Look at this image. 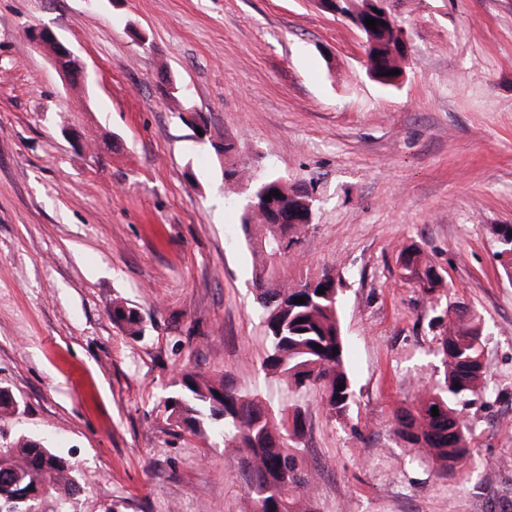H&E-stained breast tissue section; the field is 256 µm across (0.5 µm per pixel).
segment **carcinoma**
<instances>
[{"mask_svg":"<svg viewBox=\"0 0 512 512\" xmlns=\"http://www.w3.org/2000/svg\"><path fill=\"white\" fill-rule=\"evenodd\" d=\"M340 16L360 22L369 44L372 78L384 86L395 85L398 76L386 72L402 69L389 66L399 51L404 25L385 23L372 12L369 0H340ZM377 20L376 29L365 20ZM224 176L247 181L253 202L241 206L240 227L255 263V301L265 315L268 349L262 368L275 381L294 392L318 389L320 403L334 419L349 415L354 389L345 366L339 295L343 280L333 270L315 278L294 279L288 267L277 259L282 245L300 239L311 221L310 195L288 186L270 174L253 179L243 170H227ZM277 190L280 197L264 196ZM512 225L495 230L502 250L503 268L512 275ZM403 275L427 299L440 297L447 288L444 274L419 247L400 252ZM325 291H320V288ZM305 303L298 304L295 299ZM112 321L137 339L144 335L139 308L124 298L112 300ZM444 371L440 391L424 390L412 408L397 411L395 431L421 461L438 466L446 475L454 465L467 459L472 428L457 409L458 400L486 390L481 361L483 332L472 313L448 319L439 338ZM345 388L338 389L339 385ZM179 388L162 401L166 422L176 434L190 433L202 438L219 434L224 446L237 452L238 477L247 488V512H307L312 496L308 470L301 465L306 428L305 409L293 404L283 409L257 395L239 391L232 380L219 374L204 377L183 373ZM439 416H432V408ZM19 409V401L0 388V415ZM58 491L54 507L45 508L46 493ZM80 490L69 461L43 440L19 436L0 443V512H69L68 501Z\"/></svg>","mask_w":512,"mask_h":512,"instance_id":"1","label":"carcinoma"}]
</instances>
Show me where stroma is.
<instances>
[{"label": "stroma", "instance_id": "stroma-1", "mask_svg": "<svg viewBox=\"0 0 512 512\" xmlns=\"http://www.w3.org/2000/svg\"><path fill=\"white\" fill-rule=\"evenodd\" d=\"M395 14L411 47L385 88L363 34L318 0H0V387L20 402L0 437L69 460L70 512L246 510L234 451L171 434L160 405L184 372L281 402L243 187L223 175L239 167L313 199L289 274L344 281L355 403L334 419L305 397L310 512H512V278L495 233L512 225V0ZM38 27L85 63L83 87ZM222 141L235 154L218 157ZM408 246L442 269L440 299L403 278ZM116 297L139 307L141 338L113 322ZM451 303L481 320L488 388L460 401L471 454L442 477L394 416L442 386ZM33 40L45 49L54 66L69 84H75L85 78L87 69L73 50L48 28H35L31 31ZM66 62H70L66 64Z\"/></svg>", "mask_w": 512, "mask_h": 512}]
</instances>
